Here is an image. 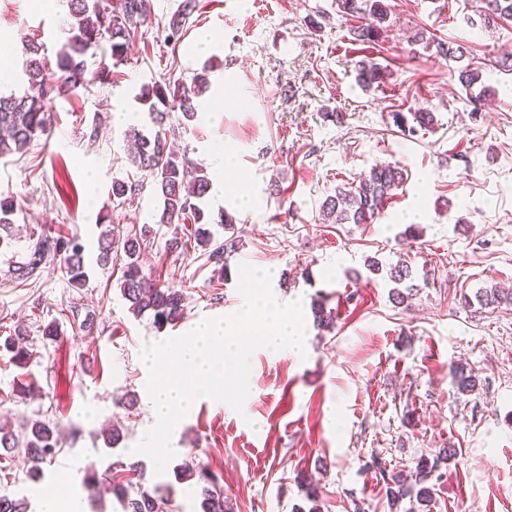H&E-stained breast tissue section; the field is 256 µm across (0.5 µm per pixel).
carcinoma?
Masks as SVG:
<instances>
[{
    "mask_svg": "<svg viewBox=\"0 0 512 512\" xmlns=\"http://www.w3.org/2000/svg\"><path fill=\"white\" fill-rule=\"evenodd\" d=\"M66 5L68 37L56 53L55 65L45 61L41 44L25 41L24 74L28 87L21 96L0 94V160L24 155L35 140L47 134L53 120L52 101L78 96L93 79L102 84L112 80V69L127 61L133 39L151 11L150 0H66ZM336 5L342 15L358 19V24L350 28L355 42L374 43L390 27V11L384 0H336ZM195 11L196 0H182L163 26L168 42H181ZM476 13L477 18L470 17L468 22L488 29L500 19L512 20V0H476ZM415 41L438 57L460 60L467 54L463 45L452 47L426 37L422 31L416 33ZM386 79L387 69L379 63L363 60L358 64L356 82L364 89L370 90ZM458 80L474 104L473 114H478L482 101L491 96V91L481 84L482 69L468 64L458 70ZM208 82L205 74L196 73L188 79H177L172 87L156 82L142 85L136 100L147 108L155 131L146 133L136 126L127 131L131 161L140 178L113 180L110 200L113 207H122L139 195L143 180H151L162 201L159 223L181 233L171 245L183 249L187 241H196L205 251L207 264L226 275L230 272V258L240 249V239L231 235L221 241L206 225L213 222L230 229L233 217L223 211L215 220L206 216L201 203L212 188L209 174L192 160L177 156L167 138V133L197 117L195 101L205 93ZM405 181L399 165L376 164L358 182L336 186L334 194L322 203V215L330 224H372ZM149 245L147 230L130 231L117 238L110 228L99 237V260L106 263L112 253H123L118 285L129 310L137 317L149 316L159 329L174 327L186 315L187 297L183 289L153 283L144 274L140 257ZM83 253L84 246L77 237L44 228L32 243L28 260L17 268L16 279L27 282L37 276L43 265L56 261L74 286H82L87 276ZM476 298L486 306L512 303V295L498 288H483ZM311 311L318 326L329 330L335 326L336 315L324 301L313 300ZM0 348L11 354L10 362L20 369L26 368L33 356L27 336L20 330L6 337ZM453 379L460 393L476 388V377L464 374V369L457 366L453 367ZM21 428L25 431L22 439L11 424L0 423V448L7 452L24 449L32 463L30 472L36 477L43 473V464L52 462L60 450L57 424L34 419ZM451 456L452 449L446 448L432 465H417L416 478L422 484L415 494L419 504L430 502L431 488L425 482L431 479L438 464ZM130 470L138 473V481L118 480L112 473L101 477L89 471L83 477V485L95 498H114L121 512H171V499L161 488H144V468L132 466ZM177 471L184 479L196 480L200 512H234L232 500L224 495L219 478L205 466L185 462ZM0 512H28L27 500L0 495Z\"/></svg>",
    "mask_w": 512,
    "mask_h": 512,
    "instance_id": "1",
    "label": "carcinoma"
}]
</instances>
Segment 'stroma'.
<instances>
[{
    "label": "stroma",
    "instance_id": "stroma-1",
    "mask_svg": "<svg viewBox=\"0 0 512 512\" xmlns=\"http://www.w3.org/2000/svg\"><path fill=\"white\" fill-rule=\"evenodd\" d=\"M387 2L390 29L363 45L352 41L356 20L341 17L336 0H199L174 46L159 26L180 0H152L151 17L111 83L54 100L51 134L25 156L0 161V199L16 204L14 235L0 246V341L26 332L37 388L36 395L19 394V370L0 355V422L50 419L61 441L39 481L29 477L23 453L0 454V493L27 497L38 512L42 497L65 483L93 512L85 470L136 462L148 487L169 494L173 512H198L194 481L170 470L156 475L148 456L131 452L155 424L139 352L145 343L190 332L198 319L236 312L243 304L239 279H216L201 247L169 249L173 230L158 222L161 202L151 183L121 208L108 192L113 179L134 171L129 125L117 113L148 124L135 101L141 85L206 68L211 85L198 115L173 144L225 180L223 196L207 195L203 207L235 218L242 245L232 270L245 263L274 268L278 301L308 305L319 295L343 311L332 330L308 326L305 354H253L243 413L200 400L172 436L174 464L193 458L214 471L235 512H295L307 504L308 478L318 487L320 512H408L414 495L391 504L388 479L412 474L420 461L450 448L455 455L439 468L430 512H512V305L463 304L482 288L512 289V71L496 65L512 54V21L475 31L466 22L471 0ZM66 12L64 0L48 11L31 0H0V36L11 59L0 71V91L22 87L23 38L55 58L66 40ZM420 30L466 43L481 64L493 97L480 116H472L450 76L456 62L414 42ZM203 31L215 41L201 54L196 39ZM366 59L390 73L367 91L355 80L356 64ZM419 108L434 112V127L394 126L392 112ZM332 112L341 122L329 120ZM217 145L230 159L223 174L210 157ZM394 162L407 180L381 219L320 223L321 205L336 186ZM106 216L123 233L151 228L145 274L187 296L176 327L156 329L129 311L117 285L119 265L98 260ZM44 225L81 238L85 286H73L52 264L32 285L15 280L33 232ZM369 256L408 264L416 288L407 304L395 303L382 276L355 280ZM73 306L93 317L92 334L61 317ZM54 319L60 336L43 338ZM459 364L478 377L475 392L454 386L451 371ZM112 424L123 438L110 448L104 430Z\"/></svg>",
    "mask_w": 512,
    "mask_h": 512
}]
</instances>
